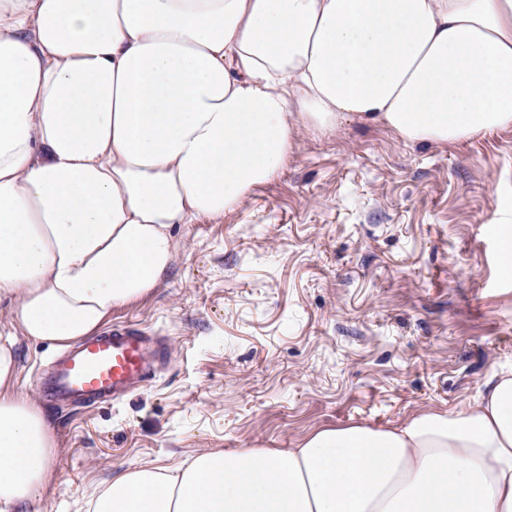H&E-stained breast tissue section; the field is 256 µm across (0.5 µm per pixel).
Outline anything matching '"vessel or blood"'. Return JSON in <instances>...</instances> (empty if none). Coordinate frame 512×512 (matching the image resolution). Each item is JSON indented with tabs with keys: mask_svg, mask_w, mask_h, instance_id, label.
I'll return each instance as SVG.
<instances>
[{
	"mask_svg": "<svg viewBox=\"0 0 512 512\" xmlns=\"http://www.w3.org/2000/svg\"><path fill=\"white\" fill-rule=\"evenodd\" d=\"M166 347V337L115 326L67 348L37 386L63 409L99 405L125 396L150 379Z\"/></svg>",
	"mask_w": 512,
	"mask_h": 512,
	"instance_id": "obj_1",
	"label": "vessel or blood"
}]
</instances>
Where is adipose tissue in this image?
<instances>
[{"mask_svg":"<svg viewBox=\"0 0 512 512\" xmlns=\"http://www.w3.org/2000/svg\"><path fill=\"white\" fill-rule=\"evenodd\" d=\"M347 113L409 144L512 127V0H0V512L55 479L19 336L66 342L160 284ZM93 512H512V374L479 400L295 448L125 469Z\"/></svg>","mask_w":512,"mask_h":512,"instance_id":"ef3b65f1","label":"adipose tissue"}]
</instances>
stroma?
<instances>
[{
    "label": "stroma",
    "mask_w": 512,
    "mask_h": 512,
    "mask_svg": "<svg viewBox=\"0 0 512 512\" xmlns=\"http://www.w3.org/2000/svg\"><path fill=\"white\" fill-rule=\"evenodd\" d=\"M512 129L407 144L344 115L300 133L285 169L217 220L175 224L158 288L107 325L170 338L169 363L117 403L43 407L58 442L52 488L24 512H90L139 464L235 448H294L313 432L479 399L512 370ZM57 344L19 339L18 391Z\"/></svg>",
    "instance_id": "obj_1"
}]
</instances>
